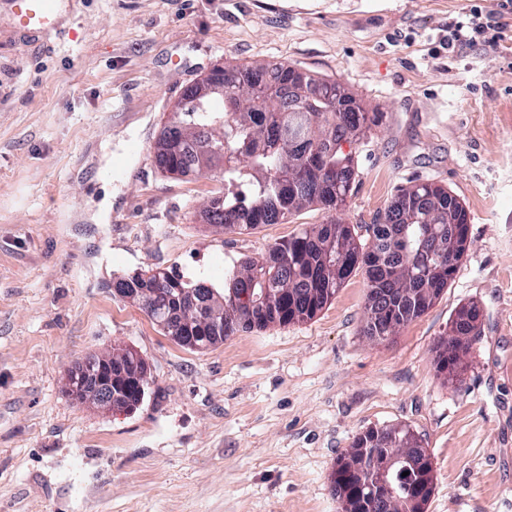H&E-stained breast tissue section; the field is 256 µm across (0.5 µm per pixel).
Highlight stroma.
Instances as JSON below:
<instances>
[{
  "label": "stroma",
  "instance_id": "1",
  "mask_svg": "<svg viewBox=\"0 0 512 512\" xmlns=\"http://www.w3.org/2000/svg\"><path fill=\"white\" fill-rule=\"evenodd\" d=\"M483 13L485 39L448 49ZM283 64L334 80L383 120L357 149L339 216L371 224L397 191L441 185L470 243L443 296L383 342L354 271L311 321L192 351L115 292L175 270L214 287L237 261L322 224L222 233L220 175L170 178L153 143L213 67ZM140 144L123 171L107 159ZM480 334L458 382L432 350L457 309ZM128 346L151 380L136 410L68 395L78 359ZM409 425L430 455L426 512H512V12L500 0H66L57 34L0 11V512H340L337 456Z\"/></svg>",
  "mask_w": 512,
  "mask_h": 512
}]
</instances>
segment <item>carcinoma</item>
I'll list each match as a JSON object with an SVG mask.
<instances>
[{"label":"carcinoma","mask_w":512,"mask_h":512,"mask_svg":"<svg viewBox=\"0 0 512 512\" xmlns=\"http://www.w3.org/2000/svg\"><path fill=\"white\" fill-rule=\"evenodd\" d=\"M274 86L278 97L265 95ZM239 101L240 112L226 111ZM154 141L158 168L176 177L218 172L224 192L203 210L206 223L222 231H247L281 224L305 206L338 210L358 177L356 152L343 145L360 143L379 125L380 112H368L335 82L279 65L224 69V87L199 97L188 88ZM469 215L462 202L433 182L398 190L384 216L365 226L331 219L274 243L259 261L244 259L224 276L220 291L203 281L151 269L119 278L115 290L134 298L146 314L179 346L202 350L239 332L261 331L313 319L336 296L356 270L367 280L366 335L385 340L422 316L453 280L468 249ZM173 279L205 309L217 315L219 329L198 336L181 322L177 302L168 292ZM480 309L461 306L449 338L434 348L433 364L444 381L459 380L461 356L477 336ZM126 377L140 382L137 393L114 397L117 410L136 408L144 399L150 372L144 359L120 364ZM406 444L411 454L423 451L416 433L405 425L370 427L359 433L347 453L361 448L383 451ZM405 463L393 465L389 479L405 499L420 479L402 476ZM341 512H398L381 496L348 501L342 475L331 474Z\"/></svg>","instance_id":"carcinoma-1"}]
</instances>
